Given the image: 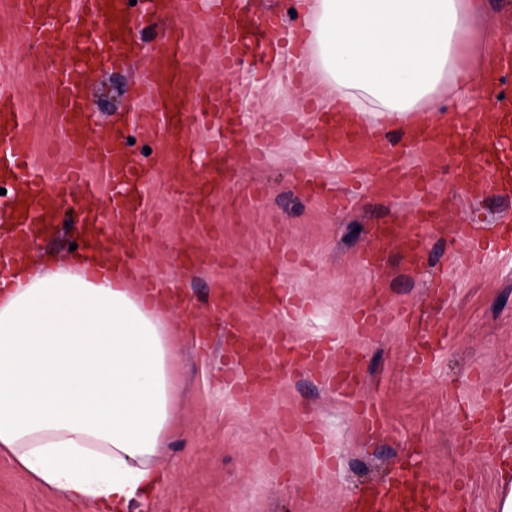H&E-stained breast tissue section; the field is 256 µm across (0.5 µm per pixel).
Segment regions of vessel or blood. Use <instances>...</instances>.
Masks as SVG:
<instances>
[{
  "label": "vessel or blood",
  "mask_w": 512,
  "mask_h": 512,
  "mask_svg": "<svg viewBox=\"0 0 512 512\" xmlns=\"http://www.w3.org/2000/svg\"><path fill=\"white\" fill-rule=\"evenodd\" d=\"M223 18L216 34L229 44L255 43L263 35L262 21L241 15L235 0H210ZM171 0H147L146 7L132 12L130 0H14L13 23L25 40L32 45H52L55 55L62 57L56 66V76L49 86L58 104L66 139L71 149V164L53 181H44L32 174L17 186L9 210L0 219L13 224L16 231H30L40 225L42 232L54 230L60 206L57 190L61 185L80 181L85 170L102 166L112 179L121 180V192L128 203L108 211L93 206L83 209L85 223L135 224L140 219L143 190L149 174H130L126 140L121 132H92L88 107L83 91L91 73L89 56L73 53L74 44L91 47L93 30L102 26L112 36L115 55L136 51L133 32L154 16L167 14ZM205 66L202 52L191 49L180 32H172L164 44L150 56V67L143 85L132 92L133 99L147 98L149 120L141 128L145 135L158 143L171 157L181 159L184 166L179 183L171 189L185 222L199 218L212 196L221 194L223 185L213 181L199 185L197 173L190 165V133L198 114L220 111L232 106L235 91L224 84L203 85L201 70ZM512 73V49L499 57L482 90L493 99L498 111L486 121L468 114H459L452 124L430 119H418L406 125L400 134L402 151L387 156L372 133L345 117L343 108L331 112L329 120L318 128L309 140L313 151L340 155L345 167L353 173H368L378 196L405 198L419 195L424 205L418 219L428 232H437L444 204L432 195V189L442 175L441 163L453 161L455 177L466 194L473 197L512 194V158L503 149L512 143V93L502 85ZM19 108L12 98L0 90V163L30 154V140L18 118ZM424 156L421 165L407 166L405 153ZM449 235L466 244L472 260H483L488 251L512 253V226L496 223L489 239L478 238L471 225L453 224L446 228ZM369 248L361 260L372 272L383 273L385 258L393 247H401L409 266L420 265L424 250L415 237L393 224H372L368 227ZM255 312L287 313L284 297L272 286V275L263 264L253 270V288L249 297ZM392 311L385 297H378L372 308L360 311L357 326L360 336L369 342L379 341L385 332ZM240 345L236 358L248 373L243 396L254 410H261L258 396L272 393L265 372L272 365L284 367L307 365L322 360L327 351L310 343L289 345L287 340L262 336L251 322L236 323ZM347 368L333 376L337 391L346 393L359 384L360 370L355 363L361 355L357 350H344ZM448 496L434 482L407 473L382 487L362 489L351 500L349 512H446Z\"/></svg>",
  "instance_id": "obj_1"
}]
</instances>
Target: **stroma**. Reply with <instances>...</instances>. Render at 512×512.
Instances as JSON below:
<instances>
[{
  "mask_svg": "<svg viewBox=\"0 0 512 512\" xmlns=\"http://www.w3.org/2000/svg\"><path fill=\"white\" fill-rule=\"evenodd\" d=\"M304 0H240L242 13L269 19L282 33L305 27ZM469 37L473 61L500 49L501 17L512 18V0H486ZM11 0H0V84L9 86L24 116L32 141L29 167L45 179L69 160V147L42 68L22 67L29 46L11 26ZM219 22L200 0L195 13L173 7L169 17L154 20L137 38L144 55L126 65L106 63L87 83L86 102L92 125L124 124L129 84L142 79L148 53L160 47L170 30L187 43L208 49L205 82H221L239 93L238 135L222 169L207 160L211 139L224 130V115L208 113L193 132L192 149L204 180L224 182L204 221L185 223L168 190L179 176L177 163L143 140L128 145L129 154L149 163L155 178L144 196L140 231L144 244H132L133 260L158 287L183 289L196 314L175 365L182 386L181 420L160 463L169 478L155 494L149 512H347L351 495L367 484L383 482L419 448L418 468L444 486L449 499L464 497L467 512H499L504 462L512 463V389L497 410L500 446L482 451L462 443L466 419L479 409L483 390L512 379V255L492 254L470 265L462 246L446 235L425 238L419 269H408L393 251L386 274L376 278L360 255L372 224H400L415 230L411 217L416 199L393 200L374 195L367 186L345 185L330 157L311 156L296 125L318 122L337 93L325 83L310 57L283 46L279 59L246 53L235 69L224 66V46L213 36ZM41 88L32 96V88ZM284 114L296 117L274 139L264 128ZM447 198V221L470 224L485 232L496 217L512 220V203L477 201L460 193L453 176L438 185ZM343 193L348 204L336 210L332 198ZM68 220L42 237L29 254L32 266L71 264L73 245L81 244L79 215L82 191L60 192ZM264 259L280 268L284 292L300 306L285 320L277 314L255 316L243 296L254 263ZM447 274L456 282L453 294L430 298L428 285ZM236 297L233 317L216 314L210 305L216 289ZM384 295L395 311L419 308L427 325L445 324L446 334L428 374L407 370L418 335L392 319L384 337L366 344L360 339L355 313ZM254 318L260 335L296 343L320 338L338 347L363 350L362 385L353 397L336 392L326 375L340 364L329 355L322 369L303 366L272 368L267 379L278 389L264 414H254L226 385L236 361L224 339L234 333V316ZM374 405L383 425L366 430L359 412ZM298 420L287 429L282 410ZM0 512H94L69 501L62 492L44 488L0 454Z\"/></svg>",
  "mask_w": 512,
  "mask_h": 512,
  "instance_id": "1",
  "label": "stroma"
}]
</instances>
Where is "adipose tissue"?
<instances>
[{
  "mask_svg": "<svg viewBox=\"0 0 512 512\" xmlns=\"http://www.w3.org/2000/svg\"><path fill=\"white\" fill-rule=\"evenodd\" d=\"M482 0H314L307 49L357 119L403 122L465 92ZM180 326L101 254L0 277V452L41 485L104 512H146L178 419Z\"/></svg>",
  "mask_w": 512,
  "mask_h": 512,
  "instance_id": "obj_1",
  "label": "adipose tissue"
}]
</instances>
